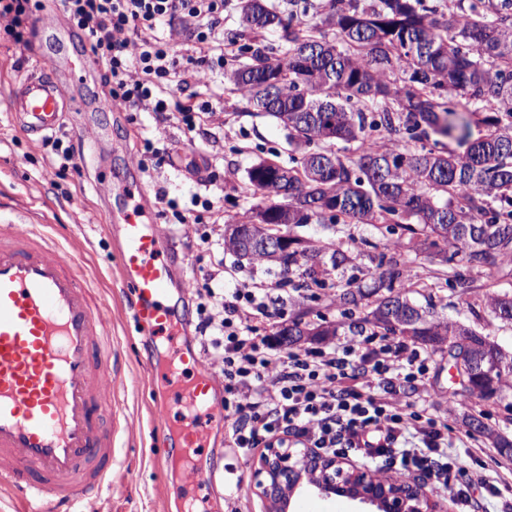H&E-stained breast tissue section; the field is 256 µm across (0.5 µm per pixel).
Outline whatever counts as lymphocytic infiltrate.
I'll return each mask as SVG.
<instances>
[{
  "label": "lymphocytic infiltrate",
  "mask_w": 512,
  "mask_h": 512,
  "mask_svg": "<svg viewBox=\"0 0 512 512\" xmlns=\"http://www.w3.org/2000/svg\"><path fill=\"white\" fill-rule=\"evenodd\" d=\"M227 0H57L82 31L112 100L126 112L165 118L177 108L187 132L213 114L194 88L195 71L224 64ZM31 0H0V37L30 50L37 20ZM178 21L175 36L158 33ZM196 326L205 363L224 381V411L233 419L232 448H256L276 435L327 456L362 457L401 475L425 472L447 485L457 458L447 422L428 405L403 400L417 387L426 361L396 337L356 334L327 352H282L281 341L261 333L271 317L269 289H234L223 297L212 280L197 283Z\"/></svg>",
  "instance_id": "obj_1"
}]
</instances>
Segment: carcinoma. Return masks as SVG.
I'll return each mask as SVG.
<instances>
[{"label":"carcinoma","mask_w":512,"mask_h":512,"mask_svg":"<svg viewBox=\"0 0 512 512\" xmlns=\"http://www.w3.org/2000/svg\"><path fill=\"white\" fill-rule=\"evenodd\" d=\"M244 30L230 38L246 62L228 80L252 109L287 131L297 156L263 159L247 178L261 203L253 232L224 239V249L254 264L269 262L262 224L288 231L277 260L304 268L296 289L326 283L316 276L320 250L295 234L303 224H384L407 232L419 253L453 265L448 284L465 293L474 271L511 276L512 0H458L443 11L426 0H328L317 21L284 20L265 0H243ZM283 31V43L254 35ZM483 113L486 133L469 140L467 105ZM394 148L370 146L367 131ZM441 135L467 144L463 153L426 142ZM360 143L341 156L333 147ZM396 254L377 258L379 293L363 322L386 336H410L448 351L458 396L486 400L512 387V353L474 329L447 321L405 293ZM489 312L512 323V296L488 297ZM301 320L278 331L289 344L332 336Z\"/></svg>","instance_id":"obj_1"}]
</instances>
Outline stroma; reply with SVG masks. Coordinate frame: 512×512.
<instances>
[{"label": "stroma", "mask_w": 512, "mask_h": 512, "mask_svg": "<svg viewBox=\"0 0 512 512\" xmlns=\"http://www.w3.org/2000/svg\"><path fill=\"white\" fill-rule=\"evenodd\" d=\"M30 40L32 50L20 66L14 63V51L0 45V218L24 224L62 246L79 248L90 288L96 297L112 302V346L127 387L117 397L115 406L117 461L112 468V482L120 491L102 499L100 512H177L183 498L203 499L207 492L180 483L173 490L165 488L166 467L157 453V434L151 425L158 380L142 368L146 351L131 319L130 297L121 284L117 263L120 242L110 228L117 204L114 197H103L99 189L113 186L115 174L123 171L128 179L141 181L147 198H154L156 186L161 185L166 187L170 198L183 206L197 189V170L215 164L224 173V183L212 187L210 193L221 198L222 212L215 217L206 214L201 221L191 220L181 225L167 238V247L173 255L185 259L190 280L207 277L215 271V262L220 259L224 262L225 293L254 283L271 288L282 279L281 269L273 264H251L225 252L224 227L244 222L260 202L259 195L248 183V168L262 158L288 162L290 147L280 127L245 109L239 93L226 78L228 70L237 67L239 60L228 56L223 67L204 68L198 73L200 83L206 84L218 98L219 108L192 138L195 146H188L190 138L174 111L163 122L153 113H140L135 125L124 112H67L56 132L63 144L72 146L75 153H82L75 131L84 125L101 132L103 139L93 160L82 167L80 175L50 184L43 173L48 158L42 140L20 131L9 110V93L17 76L44 69L57 75L68 97L88 102L104 95L106 89L94 72L78 83L71 82L66 74L57 73L53 53L42 37L34 32ZM145 137L178 145L177 166H165L151 174L143 172L138 165V149ZM298 233L322 246V259H329L339 246L348 248L353 257L347 268L327 275L326 287L291 290L280 300L288 312L305 311V320L311 325L324 322L338 325V335L325 341L331 347L348 336V323L359 321L364 315L360 308L353 314L345 313L336 300L339 285L349 283L362 292H370L371 259L388 242L389 235L385 228L372 224H309L299 228ZM398 253L401 264L410 270L411 281L421 285L420 291L412 293V300L421 305L433 302L439 317L463 321L512 352V324L495 319L484 306L485 295L512 294V277L475 275L471 290L463 294L447 285L448 270L437 260L404 246ZM408 345L428 358L419 397L432 402L437 416L467 435L465 442L454 449L460 471L452 477V484L474 483L481 476H489L501 493L496 497L478 496L479 512H512V457L502 456L494 444L499 436L512 440V389L489 401L466 397L449 400L452 372L447 353L413 339ZM474 416L482 420L484 431L470 432L468 422ZM217 448L224 451L221 464L225 472L239 477L241 486L239 490L223 492L219 501L210 504L209 512H272L254 479L262 449L239 452L226 449L222 433L216 431L205 441L201 453L206 456ZM130 473L135 476L131 483L126 480Z\"/></svg>", "instance_id": "stroma-1"}]
</instances>
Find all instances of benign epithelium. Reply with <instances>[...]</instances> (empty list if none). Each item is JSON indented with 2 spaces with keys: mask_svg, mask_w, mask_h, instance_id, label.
<instances>
[{
  "mask_svg": "<svg viewBox=\"0 0 512 512\" xmlns=\"http://www.w3.org/2000/svg\"><path fill=\"white\" fill-rule=\"evenodd\" d=\"M278 441L272 439L255 472L257 488L277 512H287V502L305 484L319 493L370 504L376 512H432L421 484L410 486L407 492L390 491L380 478L346 469L341 460L311 449L283 447Z\"/></svg>",
  "mask_w": 512,
  "mask_h": 512,
  "instance_id": "7a95c632",
  "label": "benign epithelium"
}]
</instances>
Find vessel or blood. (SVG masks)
Instances as JSON below:
<instances>
[{"label": "vessel or blood", "instance_id": "vessel-or-blood-1", "mask_svg": "<svg viewBox=\"0 0 512 512\" xmlns=\"http://www.w3.org/2000/svg\"><path fill=\"white\" fill-rule=\"evenodd\" d=\"M36 29L70 80L96 69L93 57L68 55L56 12H42ZM9 108L24 134L45 137L57 130L63 112H112L116 106L108 97L89 107L69 102L59 83L35 70L15 83ZM151 217L143 203L124 210L118 229L125 247L117 262L126 291L136 298V327L161 336L175 319L169 304L174 269ZM111 314V305L93 298L80 254L0 221V486L20 500L23 512H91L112 489V427L101 418L111 415L124 376L112 364ZM156 355L171 369L154 427L176 431L171 451L188 461L185 482L210 485L215 469L197 455L224 426L217 396L222 382L191 347L171 341ZM180 363L192 365V384L182 383Z\"/></svg>", "mask_w": 512, "mask_h": 512}]
</instances>
